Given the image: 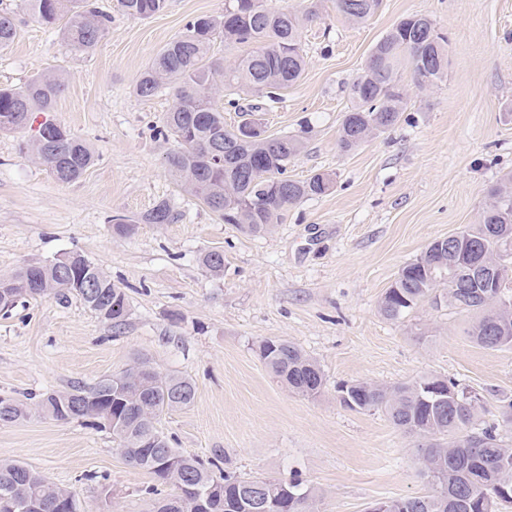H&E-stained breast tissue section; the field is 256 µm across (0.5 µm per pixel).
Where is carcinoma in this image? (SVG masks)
Returning a JSON list of instances; mask_svg holds the SVG:
<instances>
[{"label": "carcinoma", "instance_id": "obj_1", "mask_svg": "<svg viewBox=\"0 0 512 512\" xmlns=\"http://www.w3.org/2000/svg\"><path fill=\"white\" fill-rule=\"evenodd\" d=\"M319 0L301 11L273 9L266 0H228L220 20L202 15L188 22L184 35L168 42L143 69L134 90L152 98L166 90L172 106L157 135L172 138L177 147L166 153L168 174L187 193L202 202L226 224L250 234L266 233L280 224L288 210L330 190L331 175L316 173L305 180L288 175V165L300 156L304 138L281 135L243 140L245 120L224 126V110L216 105L214 90L227 95L250 92L271 101L301 77L304 66L302 29L319 17ZM345 19L365 22L379 11L382 0H334ZM26 12L45 26H59L63 39L74 49L89 51L107 29L110 16L87 0H23ZM120 11L131 18L149 19L162 13L167 0H118ZM227 46L249 51L229 65L210 53L217 32ZM17 37L12 14L0 12V50ZM447 37L427 15L401 19L375 44L365 68L349 85L351 107L338 130L337 143L351 151L371 137L395 127L408 109L409 98L401 84L402 72L412 71L417 85L430 86L444 77L448 67ZM64 91L55 75L31 78L20 88H0V132L24 129L35 112H52ZM234 147L235 161L213 150L216 139ZM21 150L45 163L55 180L70 183L90 168L96 156L90 146L71 132L42 152L29 141ZM179 214L161 199L137 220H119L115 234L130 237L140 224H172ZM458 245L450 253L432 241L414 260L402 267L379 302L389 320H399L420 303L446 304L476 318L468 336L486 349L512 347V174L489 189V202L477 224L457 233ZM207 272L224 270V254L211 251L199 257ZM11 297L0 308L51 295L79 298L90 310L119 328L129 315L126 294L108 275L82 254H69L68 264L32 263L13 274L10 286L0 290ZM269 372L294 393L315 397L325 378L318 363L295 343L268 339L258 346ZM135 379L124 371L100 379L94 386H74L46 393L34 405L0 400V422L29 416L31 409L45 418L66 423L83 419L112 431L125 460L148 472L160 485L177 493L156 499L153 512H192L182 504L181 490L196 487L210 493L212 512H254L251 499H236L246 479L228 472L215 460L204 461L174 448L158 428L160 417L189 406L195 397L192 381L178 374L157 371L144 357ZM352 394L348 404L342 394ZM340 404L354 411H379L394 426L430 443L417 449L420 473L430 490L422 495L388 499V512H497L512 506V448L501 441L496 427L479 429L474 417L480 398L440 376H422L412 382L387 386L365 381L336 385ZM116 419L111 424L108 418ZM448 441H442V438ZM13 492L21 502L35 505L28 512H60L58 498L65 489L18 461L0 462V492ZM264 498L285 504L288 512H313L315 495L294 479L272 481Z\"/></svg>", "mask_w": 512, "mask_h": 512}]
</instances>
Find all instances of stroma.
<instances>
[{
  "instance_id": "stroma-1",
  "label": "stroma",
  "mask_w": 512,
  "mask_h": 512,
  "mask_svg": "<svg viewBox=\"0 0 512 512\" xmlns=\"http://www.w3.org/2000/svg\"><path fill=\"white\" fill-rule=\"evenodd\" d=\"M92 2L111 21L82 52L28 15L22 0H0L18 29L0 52V86L61 76L54 112L34 120L65 127L97 156L62 184L21 153L32 130L0 133V276L76 251L127 294L130 313L116 329L78 298L36 297L0 315V396L89 386L147 357L196 387L193 403L159 424L174 447L248 478H300L316 492L318 512H365L428 490L416 463L420 437L381 413L343 407L339 382L453 379L480 395L476 424L496 426L512 446L500 408L512 398V347L478 346L467 334L473 314L450 306L425 303L396 321L378 309L401 267L433 240L477 223L490 186L512 172V0H383L363 23L322 0L302 31V77L277 101L263 100L259 117L268 134H303L292 178L328 172L334 185L257 236L220 221L168 175L171 144L154 129L172 100L134 92L151 57L193 18L222 16L226 0H168L146 20L124 15L117 0ZM413 14L430 16L448 37L444 78L422 90L403 71L410 103L400 123L342 151L337 135L352 79L377 41ZM162 198L177 222L113 233V217L139 216ZM207 251L223 253V275L199 265ZM278 338L317 361L325 377L318 396L294 394L270 375L258 346ZM0 459L20 460L70 490L80 512L152 508L153 477L129 465L104 428L35 412L0 422Z\"/></svg>"
}]
</instances>
